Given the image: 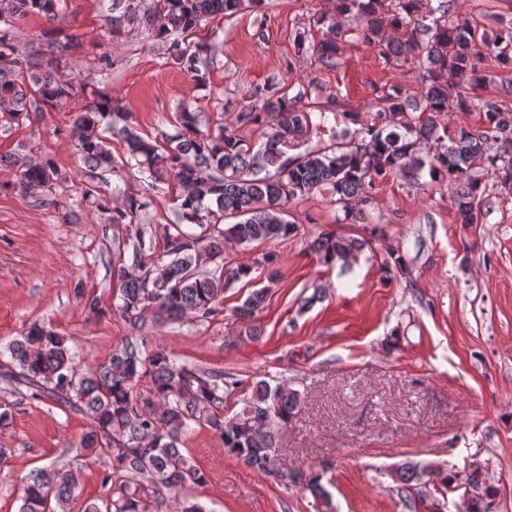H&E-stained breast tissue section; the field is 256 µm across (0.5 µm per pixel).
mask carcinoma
<instances>
[{
  "label": "carcinoma",
  "mask_w": 512,
  "mask_h": 512,
  "mask_svg": "<svg viewBox=\"0 0 512 512\" xmlns=\"http://www.w3.org/2000/svg\"><path fill=\"white\" fill-rule=\"evenodd\" d=\"M244 0H112L111 33L132 25L150 31L167 46L168 58L195 80L207 64V47L184 42V36L210 17L234 14ZM336 14L350 16L354 28L328 27L326 37L310 45L325 67L341 57L348 36L378 49L388 62L410 58L422 74L421 102L393 86L384 94L377 120L332 136L327 146L311 145L310 130L327 122L326 109L319 122L298 103L305 93L289 95L286 86L269 92L257 88L239 100L235 118L213 125L202 110L183 99L178 104L176 133L161 149L133 127L132 116L121 101L74 78L57 76L60 64L75 47L64 36L21 52L14 43L16 24L30 14L56 20L64 0H0V122L12 123L31 115L61 111L79 96L91 102L73 119L69 136L76 140L88 167L101 172L114 169L112 152L98 130L119 137L126 164L147 175V188L160 192L175 181L177 223L164 228L161 257L146 267L120 265L113 269L119 282L123 319L139 332L149 310L157 319L179 321L188 315L207 318L219 311L224 291L247 279L252 267L225 269L224 242L250 244L286 240L297 231L288 220L287 204L297 196L329 185L345 217L360 218L371 200L376 182L391 174L415 178L429 167L432 178L456 186L453 202L462 224H477L483 208L495 201L486 194L484 175L501 183L512 182V151H491V144H512V110L494 101L473 97L483 81L478 59L490 55L504 68H512V26L488 33L467 19L448 22V0H335ZM457 89L455 99L448 87ZM484 114L477 128L448 130L442 123L450 109ZM265 128L263 140L248 141L241 128ZM430 144L427 157L417 145ZM303 149L288 158L290 149ZM0 167L16 170L20 189L39 206L62 208L53 197L59 173L53 157L28 154L0 155ZM82 202L111 212L109 222L125 236L135 257L146 252L143 214L146 198L128 196L112 209L87 190ZM228 218L237 222L223 229ZM200 232H195L192 227ZM363 247L355 239L326 235L313 243L326 263L346 259ZM266 284L249 292L237 317L251 319L266 303L279 281L273 255L264 254ZM71 337L33 323L20 339L8 343L10 365L17 379L32 385L60 405L85 411L91 426L78 447L86 456L106 455L112 470L103 474L104 487L118 483L112 496L89 503L85 512H160L174 495L173 512H206L188 495L207 482L206 473L183 453V438L192 425H207L219 436L224 453L284 483L302 485L316 502L317 512H335L329 491L313 472H278L274 454L279 436L297 413L301 393L286 384L261 380L240 411L224 419L229 385L224 374L178 363L162 349L147 350V339L133 336L112 350L106 362L82 371L70 346ZM401 490L412 493L424 480L448 487L456 474L439 467L404 462L391 473ZM466 505L459 512H491L495 491L484 485L475 470L467 478ZM77 481L66 467L32 469L24 478L19 512H66Z\"/></svg>",
  "instance_id": "carcinoma-1"
}]
</instances>
